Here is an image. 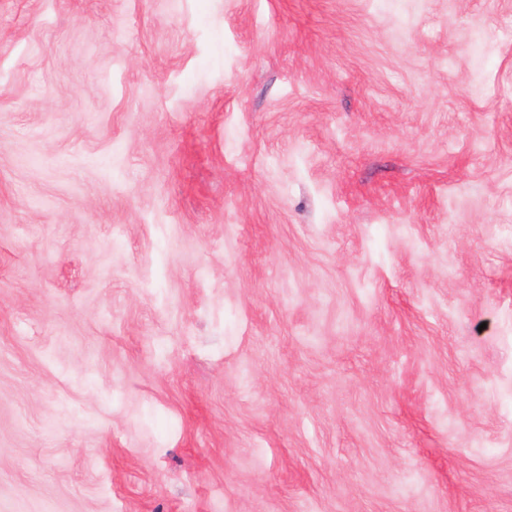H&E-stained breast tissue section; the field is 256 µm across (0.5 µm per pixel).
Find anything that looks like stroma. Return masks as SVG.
Masks as SVG:
<instances>
[{"instance_id": "obj_1", "label": "stroma", "mask_w": 512, "mask_h": 512, "mask_svg": "<svg viewBox=\"0 0 512 512\" xmlns=\"http://www.w3.org/2000/svg\"><path fill=\"white\" fill-rule=\"evenodd\" d=\"M0 512H512V0H0Z\"/></svg>"}]
</instances>
